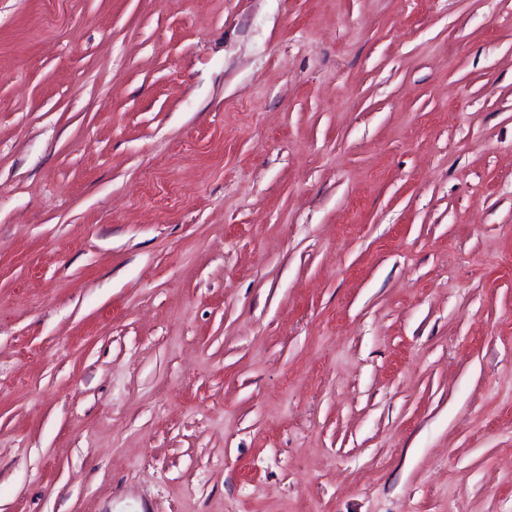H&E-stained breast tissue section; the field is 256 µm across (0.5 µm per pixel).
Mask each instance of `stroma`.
<instances>
[{
  "mask_svg": "<svg viewBox=\"0 0 512 512\" xmlns=\"http://www.w3.org/2000/svg\"><path fill=\"white\" fill-rule=\"evenodd\" d=\"M0 512H512V0H0Z\"/></svg>",
  "mask_w": 512,
  "mask_h": 512,
  "instance_id": "obj_1",
  "label": "stroma"
}]
</instances>
